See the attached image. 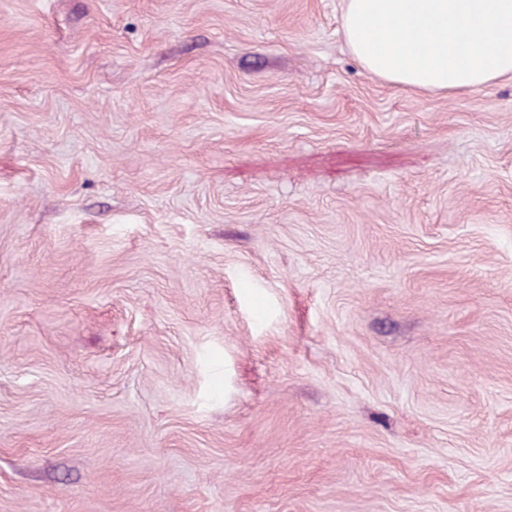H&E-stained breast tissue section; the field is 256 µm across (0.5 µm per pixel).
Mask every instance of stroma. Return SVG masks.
<instances>
[{
	"instance_id": "35a3bbf8",
	"label": "stroma",
	"mask_w": 512,
	"mask_h": 512,
	"mask_svg": "<svg viewBox=\"0 0 512 512\" xmlns=\"http://www.w3.org/2000/svg\"><path fill=\"white\" fill-rule=\"evenodd\" d=\"M344 4L0 0V512H512V79Z\"/></svg>"
}]
</instances>
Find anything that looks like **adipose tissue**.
Wrapping results in <instances>:
<instances>
[{"label": "adipose tissue", "instance_id": "1", "mask_svg": "<svg viewBox=\"0 0 512 512\" xmlns=\"http://www.w3.org/2000/svg\"><path fill=\"white\" fill-rule=\"evenodd\" d=\"M342 22L361 67L409 91L512 77V0H345Z\"/></svg>", "mask_w": 512, "mask_h": 512}]
</instances>
